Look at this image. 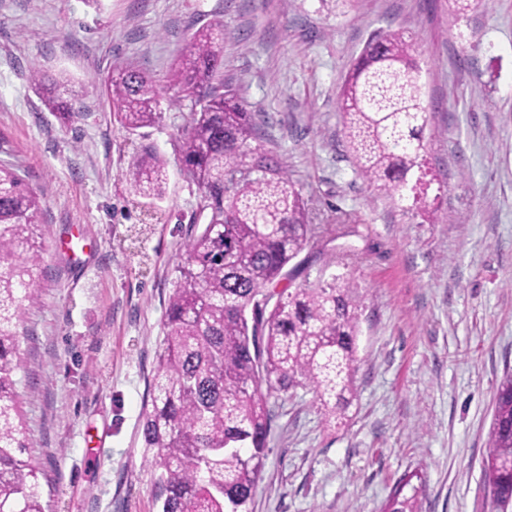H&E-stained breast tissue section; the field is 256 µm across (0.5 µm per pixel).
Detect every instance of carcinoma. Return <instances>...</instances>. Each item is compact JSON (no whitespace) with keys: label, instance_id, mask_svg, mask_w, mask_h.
I'll return each mask as SVG.
<instances>
[{"label":"carcinoma","instance_id":"cac0c4a2","mask_svg":"<svg viewBox=\"0 0 512 512\" xmlns=\"http://www.w3.org/2000/svg\"><path fill=\"white\" fill-rule=\"evenodd\" d=\"M199 27L167 76L195 108L183 134L181 169L202 194L205 222L183 243L168 296L163 348L148 385L142 435L153 450L161 512H252L267 457L271 412L262 384L315 394L324 423L346 418L357 394L361 299L347 278L277 289L284 269L318 236L307 202L279 157L259 143L253 113L224 83L220 32ZM44 107L63 126L79 116L68 80L36 71ZM113 119L128 131L161 119L155 80L127 63L105 81ZM348 151L364 182L394 197L422 169L430 125L414 43L400 30L365 42L338 102ZM125 178L159 200L167 161L143 145ZM42 199L16 167L0 162V512H45L40 468L17 390L24 314L38 301ZM484 487L512 505V373L496 387ZM416 474L380 512H422Z\"/></svg>","mask_w":512,"mask_h":512}]
</instances>
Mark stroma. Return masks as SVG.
Segmentation results:
<instances>
[{"instance_id":"stroma-1","label":"stroma","mask_w":512,"mask_h":512,"mask_svg":"<svg viewBox=\"0 0 512 512\" xmlns=\"http://www.w3.org/2000/svg\"><path fill=\"white\" fill-rule=\"evenodd\" d=\"M217 21L225 79L328 227L293 285L342 275L363 298L347 421L327 428L311 390L271 394L253 512H378L413 472L422 512H499L483 463L512 372V0L460 18L448 0H0V161L43 199L18 391L46 512H159L142 411L182 246L204 221L180 170L192 102L168 106L167 75ZM388 28L415 41L432 110L422 209L362 181L337 111L351 62ZM127 61L165 102L135 134L100 84ZM36 69L74 83L71 125L42 105ZM144 144L168 162L155 204L123 176Z\"/></svg>"}]
</instances>
